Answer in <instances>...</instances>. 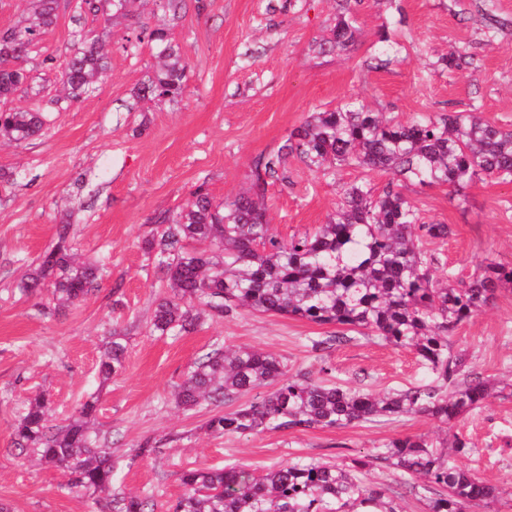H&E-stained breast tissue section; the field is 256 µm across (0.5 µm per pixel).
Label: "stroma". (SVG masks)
Returning <instances> with one entry per match:
<instances>
[{
    "mask_svg": "<svg viewBox=\"0 0 512 512\" xmlns=\"http://www.w3.org/2000/svg\"><path fill=\"white\" fill-rule=\"evenodd\" d=\"M183 0L170 19L161 0H135L128 17L112 21L109 70L94 92L62 101L57 68L76 27L101 35L102 20H74L62 0L54 26L41 35L24 67L27 82L0 99L2 109H38L45 134L17 144L0 140V501L11 512H104L105 497L65 490L66 475L12 448L16 417L30 397L45 395L61 423L77 403L98 399L95 426L112 445L116 491L150 495L158 504L183 492L187 468L246 465L263 474L297 458L346 463L391 439L454 434L470 443L457 465L501 491L492 506L467 512H512V288L458 326L451 340L483 375L509 390L465 418L445 424L427 416L346 428L215 436L204 425L216 406L184 412L178 385L212 345L253 347L278 357L289 375L375 393L400 390L426 376L415 352L373 337L327 351L311 337L337 332L287 315L242 311L204 319L193 332L156 336L149 330L157 301L169 290L154 254L142 248L158 218L176 213L197 185L215 201L252 182L254 161L277 151L312 112L355 98L388 118L481 112L512 130V0H358V34L343 53L314 51L336 23V0ZM166 28L189 62L177 102L135 101V88L159 67L158 47L130 50L132 29ZM388 32L401 51L378 67ZM465 55L459 69L443 62ZM392 175L355 166L335 177L289 157L284 181L269 186L268 219L281 238L314 230L336 210L341 188L353 182L381 190ZM404 197L423 221L445 224L444 239L423 249L436 257L438 280L466 281L489 263L512 265V181L481 178L455 193L448 185L403 183ZM69 225L79 260L104 264L101 290L85 302L58 306L50 291L23 298L17 282ZM126 339L124 371L108 383L95 374L110 332ZM159 451L135 454L143 439Z\"/></svg>",
    "mask_w": 512,
    "mask_h": 512,
    "instance_id": "stroma-1",
    "label": "stroma"
}]
</instances>
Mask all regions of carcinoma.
I'll list each match as a JSON object with an SVG mask.
<instances>
[{
	"mask_svg": "<svg viewBox=\"0 0 512 512\" xmlns=\"http://www.w3.org/2000/svg\"><path fill=\"white\" fill-rule=\"evenodd\" d=\"M24 23L0 32V97L27 80L23 63L40 36L56 22L59 0H29ZM340 12L330 38L315 48L345 51L355 41L351 0ZM131 0H83L80 13L109 22L125 16ZM148 38L161 47L160 70L136 91L138 100L181 96L189 63L164 28ZM108 70L106 41L89 39L78 28L60 72L65 100L93 92ZM46 129L38 109L0 111V137L20 143ZM312 171L336 176L341 166L393 172L419 185L448 184L461 192L476 178L512 181V131L478 112H454L409 123L387 119L356 99L333 111L313 112L275 152L254 165L252 188L217 203L204 186L186 206L159 219L143 248L157 251L171 294L157 302L152 332L178 336L195 330L203 315L224 317L242 310L289 315L322 324L348 326L395 347L410 348L431 379L392 393L374 394L290 377L274 355L251 348L228 350L217 344L204 353L180 384L183 411L204 403L221 405L258 391L252 401L212 416L206 428L216 435H254L267 430L345 428L377 419L428 416L459 420L490 396L486 377L453 349L452 331L488 304L502 284L512 285V265L490 264L467 282L443 285L433 279L434 259L422 239L448 237L446 224H425L396 185L374 192L366 183L342 187L335 215L311 232L281 239L270 232L264 202L267 186L283 178L288 157ZM103 267L81 262L61 226L56 243L19 284L23 296L46 286L61 305L95 294ZM353 340L346 334L319 336L315 350ZM126 358L124 337L112 333L97 366L106 383L119 375ZM264 392H259V389ZM97 400L81 402L68 422L52 423L46 400H29L12 433L13 446L30 450L40 463L62 470L67 486L110 494L109 512H155L147 497L112 491L114 465L107 438L94 427ZM469 450L424 435L396 438L348 463L295 459L264 475L242 465L183 471V494L166 512H398L385 490L366 484L363 470L380 462L397 471L427 500L429 512H466L492 503L497 488L450 461Z\"/></svg>",
	"mask_w": 512,
	"mask_h": 512,
	"instance_id": "cac0c4a2",
	"label": "carcinoma"
}]
</instances>
